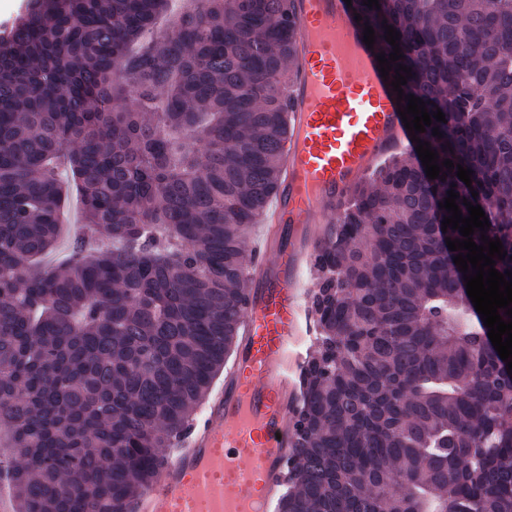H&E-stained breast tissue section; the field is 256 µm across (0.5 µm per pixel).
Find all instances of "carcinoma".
Wrapping results in <instances>:
<instances>
[{
	"label": "carcinoma",
	"instance_id": "obj_1",
	"mask_svg": "<svg viewBox=\"0 0 512 512\" xmlns=\"http://www.w3.org/2000/svg\"><path fill=\"white\" fill-rule=\"evenodd\" d=\"M26 0L0 32V479L16 512H130L234 351L245 243L281 178L290 0ZM403 95L442 111L360 183L315 268L319 328L279 512H512V373L439 206L512 272V0H379ZM439 128L442 137L432 135ZM452 160L448 170L443 161ZM472 170V187L456 173ZM85 238L57 266L70 183ZM477 197H472V192Z\"/></svg>",
	"mask_w": 512,
	"mask_h": 512
}]
</instances>
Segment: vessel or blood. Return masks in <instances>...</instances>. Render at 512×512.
Segmentation results:
<instances>
[{
	"instance_id": "vessel-or-blood-1",
	"label": "vessel or blood",
	"mask_w": 512,
	"mask_h": 512,
	"mask_svg": "<svg viewBox=\"0 0 512 512\" xmlns=\"http://www.w3.org/2000/svg\"><path fill=\"white\" fill-rule=\"evenodd\" d=\"M299 57L285 81L290 131L280 186L246 264L241 336L222 386L181 432L132 512H277L295 441L306 356L317 336L302 272L351 191L409 144L377 49L345 0H292Z\"/></svg>"
}]
</instances>
